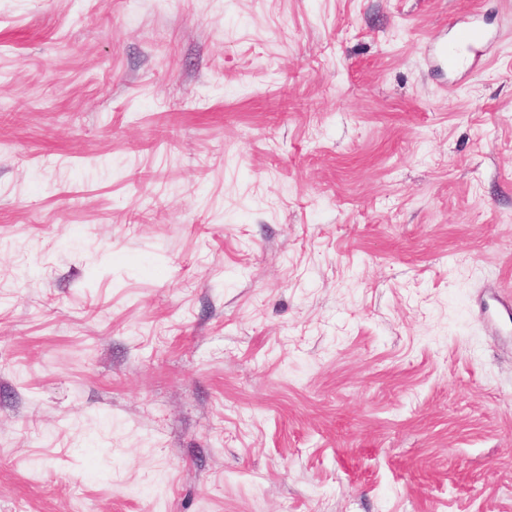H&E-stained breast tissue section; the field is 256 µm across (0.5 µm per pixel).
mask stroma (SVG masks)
Wrapping results in <instances>:
<instances>
[{
    "label": "stroma",
    "instance_id": "obj_1",
    "mask_svg": "<svg viewBox=\"0 0 512 512\" xmlns=\"http://www.w3.org/2000/svg\"><path fill=\"white\" fill-rule=\"evenodd\" d=\"M0 512H512V0H0ZM484 39V33L475 24L460 26L451 47L448 48V44L444 43L439 46V57L447 63L448 69L457 68L466 54H472L475 63L485 55Z\"/></svg>",
    "mask_w": 512,
    "mask_h": 512
}]
</instances>
